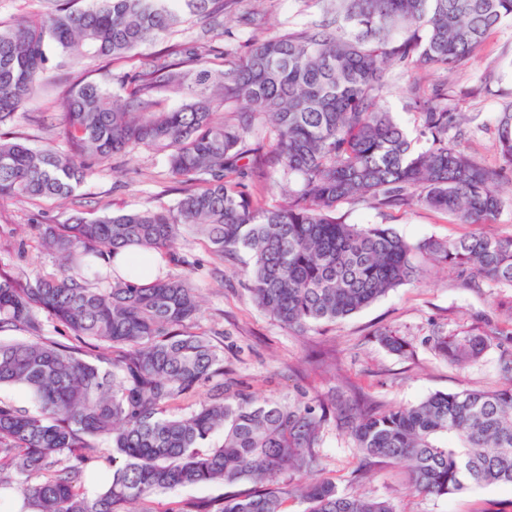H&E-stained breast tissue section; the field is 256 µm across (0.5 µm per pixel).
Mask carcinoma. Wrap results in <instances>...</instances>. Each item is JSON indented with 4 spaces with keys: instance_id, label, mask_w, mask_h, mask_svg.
Segmentation results:
<instances>
[{
    "instance_id": "1",
    "label": "carcinoma",
    "mask_w": 512,
    "mask_h": 512,
    "mask_svg": "<svg viewBox=\"0 0 512 512\" xmlns=\"http://www.w3.org/2000/svg\"><path fill=\"white\" fill-rule=\"evenodd\" d=\"M50 11L0 22V125L36 100L50 56L85 67L50 122L52 142L30 146L0 135V199L60 200L100 164L145 148L165 156L183 187L174 207L76 216L42 224L38 242L57 272H0V386H16L33 408L0 401V493L33 512H150L159 490L202 484L260 486L220 503L181 500L168 512H397L387 499L342 494L319 462L329 421L344 429L360 466L407 464L418 492L436 497L470 485H512V337L497 328L431 338L435 354L462 367L495 345L502 383L491 391L434 393L409 406L361 405L350 398L260 402L227 394L224 359L192 331L201 288L188 276L147 281L96 269L106 253L139 248L171 255L184 232L212 256L242 261L256 305L288 328L333 323L419 274L416 254L470 282L512 288V236L483 233L412 244L381 224H345L344 201L380 207L422 205L468 224L493 223L512 185V109L497 124L498 165L454 144L448 88L417 95L425 150L379 104L385 70L452 72L512 19V0H318L323 19L299 31L270 32L245 50L217 52L188 42L112 77L114 59L139 54L186 15L224 26L226 0H51ZM118 81L120 92L112 90ZM163 94L186 95L178 106ZM233 111L231 121L216 118ZM267 150L248 146L258 128ZM67 150L61 152L55 143ZM275 168L296 183L271 207L258 202ZM53 323L58 337L45 336ZM391 352L407 343L379 333ZM210 399L172 412L198 386ZM221 432L223 442L209 444ZM105 440L109 448L99 446ZM112 453V471L88 467ZM99 491L86 493L88 479Z\"/></svg>"
}]
</instances>
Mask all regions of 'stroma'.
Instances as JSON below:
<instances>
[{
	"instance_id": "obj_1",
	"label": "stroma",
	"mask_w": 512,
	"mask_h": 512,
	"mask_svg": "<svg viewBox=\"0 0 512 512\" xmlns=\"http://www.w3.org/2000/svg\"><path fill=\"white\" fill-rule=\"evenodd\" d=\"M284 31H297L321 21L317 0H229L224 12V33L211 37L201 25H188L170 35V42L231 43L245 47L264 32L242 24L250 14ZM444 84L450 91L448 107L463 113L460 129L448 140L480 162L498 163L496 125L500 112L512 107V21H504L457 72L413 73L390 67L380 104L394 112L416 149L427 146L410 86ZM180 198L167 174L165 159L151 150L117 156L100 165L74 196L56 203L26 199L0 200V271L16 266L37 273H55L52 255L37 243L39 225L65 224L75 214L92 218L146 208L175 206ZM495 223L464 224L423 206L409 209L378 208L366 201H346L338 213L349 224H382L409 242L455 239L478 231L512 235V192ZM25 250H18V243ZM178 262H165L171 275L191 276L201 287L202 315L198 331L204 332L224 359V379L257 398L298 400L340 389L385 406L410 405L435 392L463 389L492 390L501 383L496 348L480 359L456 367L439 358L430 338L484 330L487 323L502 322L498 305L512 300V288L488 283L463 284L447 266L421 261L418 280L406 283L369 307L345 319L302 331L290 330L270 318L253 302L235 260L214 261L208 249L192 237L180 239ZM390 329L407 341V354L390 353L376 333ZM322 462L340 491L391 500L398 512H512V486L477 485L448 497L415 491L404 468L379 464L358 471L348 435L335 423L324 429Z\"/></svg>"
}]
</instances>
